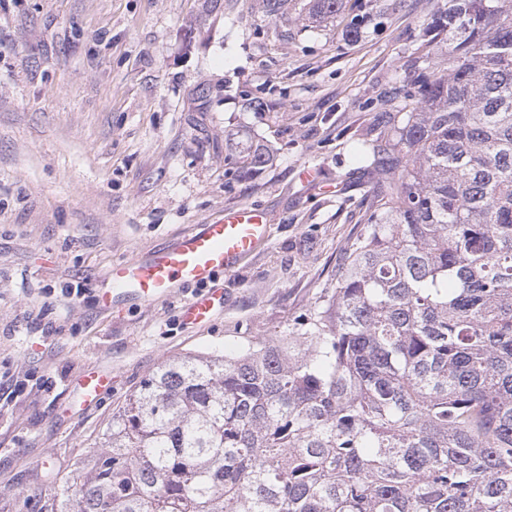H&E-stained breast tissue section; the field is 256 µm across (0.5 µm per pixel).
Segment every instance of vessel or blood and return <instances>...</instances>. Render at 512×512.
Listing matches in <instances>:
<instances>
[{
	"mask_svg": "<svg viewBox=\"0 0 512 512\" xmlns=\"http://www.w3.org/2000/svg\"><path fill=\"white\" fill-rule=\"evenodd\" d=\"M270 234V219L264 210L243 205L225 211L223 217L182 236L173 246L114 264L108 273L110 286L98 298L99 308L112 313L132 302L151 304L182 288L207 284L219 273L235 271L243 259L269 241ZM215 308V293L198 294L185 303L183 317L205 325L212 321ZM110 382L108 372L88 370L81 381L84 400H95Z\"/></svg>",
	"mask_w": 512,
	"mask_h": 512,
	"instance_id": "vessel-or-blood-1",
	"label": "vessel or blood"
}]
</instances>
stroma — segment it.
Here are the masks:
<instances>
[{
    "mask_svg": "<svg viewBox=\"0 0 512 512\" xmlns=\"http://www.w3.org/2000/svg\"><path fill=\"white\" fill-rule=\"evenodd\" d=\"M447 5L347 0L314 22L309 0L276 18L260 0H0V512L47 468L91 460L162 361L282 335L335 285L374 183L356 153L387 137L396 90L430 71L418 48ZM228 131L272 163L240 176ZM242 204L271 215V237L216 277L207 326L181 319L189 288L99 311L114 263ZM92 368L111 385L75 404Z\"/></svg>",
    "mask_w": 512,
    "mask_h": 512,
    "instance_id": "obj_1",
    "label": "stroma"
}]
</instances>
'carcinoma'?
I'll return each instance as SVG.
<instances>
[{
  "mask_svg": "<svg viewBox=\"0 0 512 512\" xmlns=\"http://www.w3.org/2000/svg\"><path fill=\"white\" fill-rule=\"evenodd\" d=\"M432 30L359 154L376 181L336 287L284 336L162 362L91 467L31 489L44 512H512V0H448Z\"/></svg>",
  "mask_w": 512,
  "mask_h": 512,
  "instance_id": "cac0c4a2",
  "label": "carcinoma"
}]
</instances>
